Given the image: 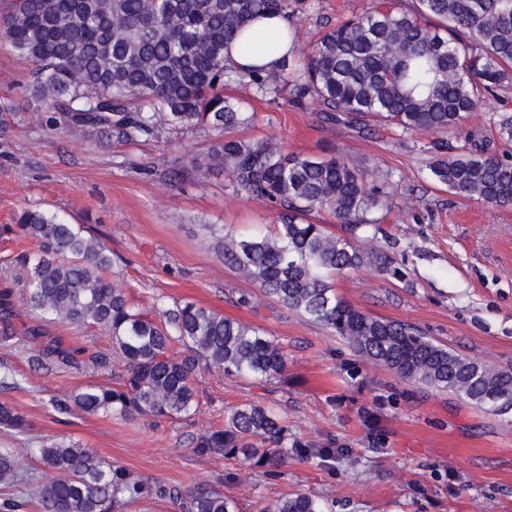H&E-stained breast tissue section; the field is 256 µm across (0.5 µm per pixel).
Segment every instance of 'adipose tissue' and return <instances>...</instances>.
Returning a JSON list of instances; mask_svg holds the SVG:
<instances>
[{
    "instance_id": "1",
    "label": "adipose tissue",
    "mask_w": 512,
    "mask_h": 512,
    "mask_svg": "<svg viewBox=\"0 0 512 512\" xmlns=\"http://www.w3.org/2000/svg\"><path fill=\"white\" fill-rule=\"evenodd\" d=\"M249 50L232 47L228 57L243 68L278 69L284 58L290 57L294 45L288 34V24L280 17L262 18L247 29Z\"/></svg>"
}]
</instances>
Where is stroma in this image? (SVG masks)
<instances>
[{"instance_id": "1", "label": "stroma", "mask_w": 512, "mask_h": 512, "mask_svg": "<svg viewBox=\"0 0 512 512\" xmlns=\"http://www.w3.org/2000/svg\"><path fill=\"white\" fill-rule=\"evenodd\" d=\"M370 2L309 0L288 21L297 54ZM30 70L0 41V109L15 115L0 130V225L16 223L25 209L86 225L112 252V281L150 317L191 300L264 329L287 347L290 360L280 381L202 372L200 406L185 419L62 415L52 397L116 384L123 364L106 332L64 326L52 337L92 346L99 362L34 366L23 338L32 320L16 307L17 335L0 344V401L22 411L33 429L0 432V448L14 450L22 469L35 468L30 450L51 436L179 491L223 478L239 512H257L298 490L324 499L331 512H512V411L491 412L455 391L401 380L225 265L217 236L271 233L277 212L238 191L223 172L195 168L192 156H203L214 138L209 129L172 142L107 147L78 133L54 134L45 127L44 105L28 95ZM225 93L255 115L239 137L273 140L304 155L331 148L368 171L382 201L373 245L389 266L337 277L341 297L369 316L414 324L458 354L512 369V205L458 197L430 171L437 156L469 147L474 137L503 151L493 116L512 113V86L443 134L323 124L311 103L260 100L234 84ZM246 402L277 411L290 437L336 447V458L321 465L292 461L265 473L235 458L194 452L193 437Z\"/></svg>"}]
</instances>
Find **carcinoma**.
Masks as SVG:
<instances>
[{"mask_svg": "<svg viewBox=\"0 0 512 512\" xmlns=\"http://www.w3.org/2000/svg\"><path fill=\"white\" fill-rule=\"evenodd\" d=\"M302 0H12L0 15V37L32 64L27 91L48 109L46 126L80 133L100 145L176 138L208 127L215 133L196 165L224 172L251 199L277 210L271 234L224 236V264L286 308L347 341L367 361L399 378L453 389L479 408L499 411L496 393L512 395V371L494 370L423 336L414 325L366 315L336 293L335 278L386 258L353 240L375 238L380 200L367 174L330 150L305 156L278 144L235 136L253 115L224 95L243 84L254 95L321 106L319 118L361 128L374 119L404 133H444L477 111L487 94L512 84V0H377L367 11L326 32L292 79L285 61L275 72L244 69L225 57L248 22L287 20ZM433 177L464 198L512 204V159L473 141L438 159ZM324 212L329 220L308 215ZM342 224L335 235L328 223ZM35 248L17 263L25 303L36 324L25 331L47 341L31 362L78 367L83 347L50 338L55 324L94 327L111 339L124 362L118 386L88 385L54 400L60 414L173 419L197 410L195 378L203 370L260 379L288 372V352L258 327L195 302H176L152 319L136 310L127 289L110 281L112 251L47 210H24L0 228ZM13 291L0 290V343L14 339ZM0 429L24 432L26 417L0 402ZM201 455L240 459L253 468L288 461H325L332 448L288 439V426L268 407L244 403L224 412V424L198 435ZM41 465L30 499L37 512H125L146 499H173L179 512H238L220 478L183 493L138 478L63 441L33 449ZM21 479L18 459L0 448V483ZM327 512L318 497L294 493L270 511Z\"/></svg>", "mask_w": 512, "mask_h": 512, "instance_id": "cac0c4a2", "label": "carcinoma"}]
</instances>
